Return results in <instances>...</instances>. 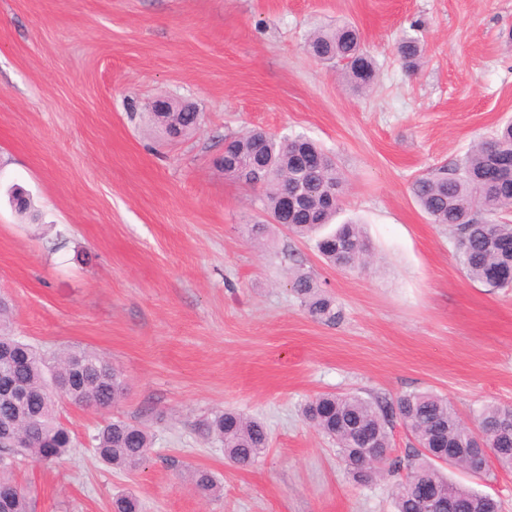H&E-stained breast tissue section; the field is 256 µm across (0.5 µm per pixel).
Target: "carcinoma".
<instances>
[{"instance_id": "cac0c4a2", "label": "carcinoma", "mask_w": 512, "mask_h": 512, "mask_svg": "<svg viewBox=\"0 0 512 512\" xmlns=\"http://www.w3.org/2000/svg\"><path fill=\"white\" fill-rule=\"evenodd\" d=\"M303 50L322 63L340 64L346 84L361 92L376 78V62L364 47L358 29L340 24L311 34ZM397 52L407 71L416 73L423 54L419 39L404 37ZM164 131L179 137L197 128L200 114L189 109L153 112ZM228 145L224 175L265 187L264 210L273 223L305 238L332 223L340 208L342 178L334 161L310 138L278 141L261 130L224 138ZM512 160V120L480 141L463 161L442 166L432 177L413 181L411 193L432 223L448 226L458 238V260L468 278L490 289L512 288V223L494 219L512 208V170L500 164ZM318 251L327 265L351 269L368 255V241L356 224H340L320 237ZM289 284L309 316L325 325L342 319L336 300L299 266ZM10 306L0 301V425L9 435L0 444V486L10 485L16 463L31 457L45 463L64 459L75 438L61 422L58 402L51 399V382L64 388L71 403L108 410L126 392L122 372L107 358L88 351L63 349L49 362L38 347L14 335ZM305 419L336 442L347 473L359 485L395 476L391 486L395 512H425L413 488L425 483L448 503L447 512H499L493 499L455 483L440 465L458 466L464 452L487 445L496 449L500 467L512 469V432L497 426L512 419V406L487 403L474 415L475 428L459 419L448 399L431 392H411L394 400L379 396L323 393L308 401ZM400 420L415 446L405 457L391 455L389 427ZM207 435L224 446V457L249 467L265 454L269 435L264 424L237 412H220L206 424ZM153 434L141 423L112 418L90 436L91 451L106 465L124 471L142 468ZM195 490L211 496L218 490L207 469L190 473ZM139 501L119 495L112 512H140Z\"/></svg>"}]
</instances>
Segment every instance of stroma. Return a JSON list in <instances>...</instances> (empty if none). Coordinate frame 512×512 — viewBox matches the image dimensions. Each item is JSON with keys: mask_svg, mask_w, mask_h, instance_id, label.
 Instances as JSON below:
<instances>
[{"mask_svg": "<svg viewBox=\"0 0 512 512\" xmlns=\"http://www.w3.org/2000/svg\"><path fill=\"white\" fill-rule=\"evenodd\" d=\"M342 21L375 57L368 94L302 49ZM406 34L425 47L414 75L396 51ZM161 96L195 106L200 126L167 135L149 114ZM510 118L512 0H0V296L17 336L97 352L128 386L107 413L61 402L75 450L12 473L31 512H112L120 494L143 512H394L388 480L356 484L301 411L326 392H432L468 424L486 403L512 405V289L469 279L411 194ZM252 128L333 157L337 219L360 224L370 265L330 267L315 239L270 223L261 187L225 178V136ZM15 186L38 222L12 208ZM258 223L259 244L244 232ZM299 264L340 324L290 290ZM219 410L265 424L254 466L207 436ZM112 416L154 433L140 471L87 446ZM197 467L216 495L195 491ZM446 473L512 512V470Z\"/></svg>", "mask_w": 512, "mask_h": 512, "instance_id": "35a3bbf8", "label": "stroma"}]
</instances>
